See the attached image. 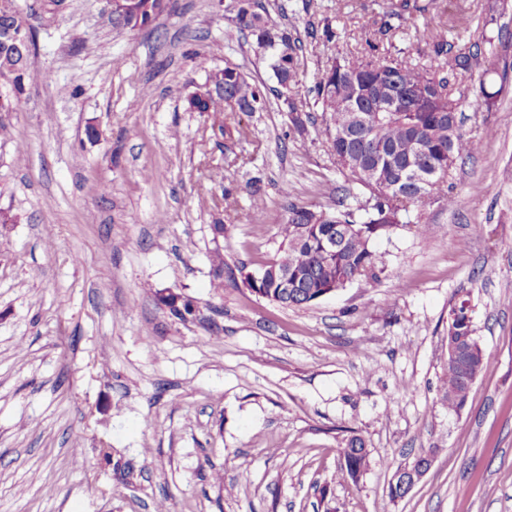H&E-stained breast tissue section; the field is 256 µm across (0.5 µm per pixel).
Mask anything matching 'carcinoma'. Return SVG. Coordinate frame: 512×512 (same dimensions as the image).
Returning a JSON list of instances; mask_svg holds the SVG:
<instances>
[{
	"label": "carcinoma",
	"instance_id": "cac0c4a2",
	"mask_svg": "<svg viewBox=\"0 0 512 512\" xmlns=\"http://www.w3.org/2000/svg\"><path fill=\"white\" fill-rule=\"evenodd\" d=\"M257 0H233L236 20L241 28L256 36L261 49H271L273 70L281 89L277 97L290 101L288 91L295 83L297 54L301 42L292 32L269 27L254 10ZM428 5L420 0H397L389 3L383 14L379 33L393 30L392 18L424 14ZM459 37L448 38V31L432 35L429 63L414 64L399 58L375 60L352 55L335 60L326 69L316 87V101L322 112L323 133L328 150L347 182L365 188L369 196L351 204V190L336 187V204L322 208L290 201L292 186L281 188L289 200L285 208L281 234L287 246L283 253L261 267L269 271L260 287L275 304L303 307L312 303L318 288L333 285L341 289L354 281L377 280L375 254L371 242L380 232L411 223L410 209L427 201L452 206L455 197L448 189L449 174L440 175L448 164L479 154L481 142L461 129L459 113L464 92L457 91V81L475 72L488 71L482 45L486 39L476 37L464 45ZM34 36L20 13L0 12V99L4 112L15 111V89L34 80L35 62L29 47ZM411 86L422 87L432 98L429 106L404 97ZM233 101L241 112H255L266 103L261 86L251 82L236 67H224V94L203 103L210 128L226 138L242 136L243 131L224 125V104ZM395 184L389 194L381 185ZM336 242V257L327 261L322 245ZM288 269V294L270 274L274 268ZM468 299L460 297L450 311L458 312L448 323V339L461 336L475 338ZM466 358L448 357L441 378V400L448 410L456 411L465 400L450 396L453 388H462ZM340 455L346 464L339 477L356 481L355 474L370 466V451L359 435L349 437Z\"/></svg>",
	"mask_w": 512,
	"mask_h": 512
}]
</instances>
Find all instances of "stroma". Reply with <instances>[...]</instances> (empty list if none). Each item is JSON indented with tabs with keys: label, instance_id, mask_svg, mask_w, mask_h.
Here are the masks:
<instances>
[{
	"label": "stroma",
	"instance_id": "obj_1",
	"mask_svg": "<svg viewBox=\"0 0 512 512\" xmlns=\"http://www.w3.org/2000/svg\"><path fill=\"white\" fill-rule=\"evenodd\" d=\"M172 3L138 35L103 0L28 19L47 78L0 138V512H512V0H432L388 36L386 0H258L301 40L287 102L230 0ZM443 28L490 38L488 74L465 82L482 151L451 173L455 206L412 211L427 238L377 236L373 287L301 308L253 294L244 272L281 254L282 185L328 207L344 182L313 94L327 66L372 43L424 64ZM227 66L267 102L225 112L246 136L218 145L187 99ZM483 81L501 89L489 111ZM461 295L490 362L453 413L439 388ZM353 434L370 450L355 483L336 477ZM423 448L430 470L391 499Z\"/></svg>",
	"mask_w": 512,
	"mask_h": 512
}]
</instances>
